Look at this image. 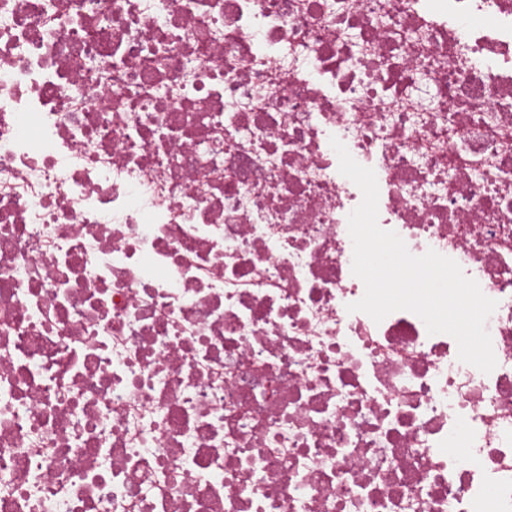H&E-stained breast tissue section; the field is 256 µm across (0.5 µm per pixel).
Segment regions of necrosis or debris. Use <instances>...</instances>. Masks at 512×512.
Returning <instances> with one entry per match:
<instances>
[{"label":"necrosis or debris","instance_id":"1","mask_svg":"<svg viewBox=\"0 0 512 512\" xmlns=\"http://www.w3.org/2000/svg\"><path fill=\"white\" fill-rule=\"evenodd\" d=\"M0 512H512V0H0Z\"/></svg>","mask_w":512,"mask_h":512}]
</instances>
